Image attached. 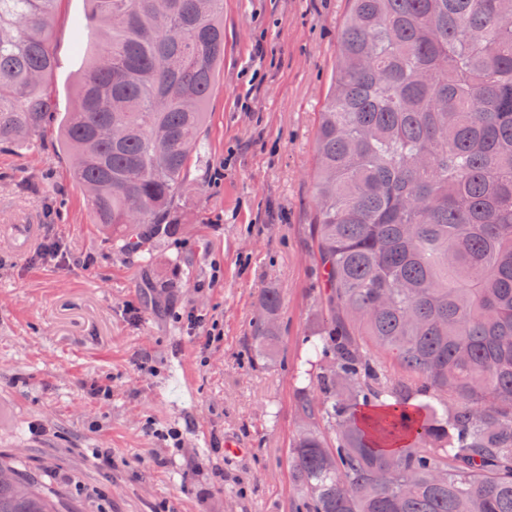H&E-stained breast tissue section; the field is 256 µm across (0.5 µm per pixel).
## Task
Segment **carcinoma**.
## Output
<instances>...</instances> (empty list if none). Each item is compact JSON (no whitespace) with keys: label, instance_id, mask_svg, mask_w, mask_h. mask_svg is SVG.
<instances>
[{"label":"carcinoma","instance_id":"obj_1","mask_svg":"<svg viewBox=\"0 0 512 512\" xmlns=\"http://www.w3.org/2000/svg\"><path fill=\"white\" fill-rule=\"evenodd\" d=\"M58 0H0V143L58 123L101 231L164 232L224 61V0H89L58 116ZM327 316L289 450L305 512H512V0H351L317 135ZM256 341L275 340L262 298ZM0 461V512H56Z\"/></svg>","mask_w":512,"mask_h":512}]
</instances>
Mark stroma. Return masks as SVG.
Returning a JSON list of instances; mask_svg holds the SVG:
<instances>
[{
    "mask_svg": "<svg viewBox=\"0 0 512 512\" xmlns=\"http://www.w3.org/2000/svg\"><path fill=\"white\" fill-rule=\"evenodd\" d=\"M350 8L224 0V61L172 212L183 229L145 251L99 231L56 126L0 145V458L35 472L60 512H296L295 373L325 293L317 131ZM87 11L61 0L54 15L47 85L61 112L85 64ZM11 224L34 225L61 256L32 262ZM268 288L281 297L278 342L260 360ZM94 385L109 398H89Z\"/></svg>",
    "mask_w": 512,
    "mask_h": 512,
    "instance_id": "obj_1",
    "label": "stroma"
}]
</instances>
